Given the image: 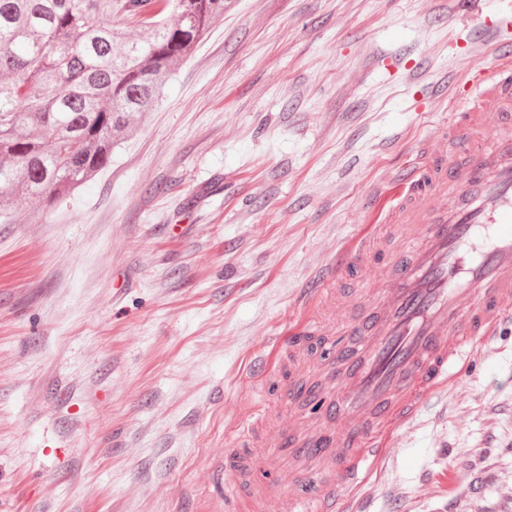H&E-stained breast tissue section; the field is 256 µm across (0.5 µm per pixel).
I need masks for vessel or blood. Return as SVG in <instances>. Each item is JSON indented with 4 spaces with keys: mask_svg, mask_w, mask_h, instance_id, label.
I'll list each match as a JSON object with an SVG mask.
<instances>
[{
    "mask_svg": "<svg viewBox=\"0 0 512 512\" xmlns=\"http://www.w3.org/2000/svg\"><path fill=\"white\" fill-rule=\"evenodd\" d=\"M477 33L496 63L460 84L440 145L417 147L366 194L359 225L298 291L304 320L269 337L241 374L247 434L262 436L260 453L274 460L289 434L257 388L271 372L265 354L301 357L307 339L327 334V308L351 270H362L373 297L349 333L366 353L332 349L350 373L322 402L336 422L335 452L320 449L318 426L302 427L294 463L280 473L288 491L256 486L239 512H341L346 494L385 467L433 401L468 382L512 321V14L483 17Z\"/></svg>",
    "mask_w": 512,
    "mask_h": 512,
    "instance_id": "obj_1",
    "label": "vessel or blood"
}]
</instances>
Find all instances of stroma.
<instances>
[{
  "label": "stroma",
  "instance_id": "stroma-1",
  "mask_svg": "<svg viewBox=\"0 0 512 512\" xmlns=\"http://www.w3.org/2000/svg\"><path fill=\"white\" fill-rule=\"evenodd\" d=\"M457 0H227L112 163L0 224V512H230L240 373L435 142L468 70ZM512 512V324L353 498Z\"/></svg>",
  "mask_w": 512,
  "mask_h": 512
}]
</instances>
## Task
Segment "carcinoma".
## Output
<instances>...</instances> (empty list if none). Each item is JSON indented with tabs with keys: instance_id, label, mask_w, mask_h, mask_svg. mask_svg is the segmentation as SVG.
Returning a JSON list of instances; mask_svg holds the SVG:
<instances>
[{
	"instance_id": "obj_1",
	"label": "carcinoma",
	"mask_w": 512,
	"mask_h": 512,
	"mask_svg": "<svg viewBox=\"0 0 512 512\" xmlns=\"http://www.w3.org/2000/svg\"><path fill=\"white\" fill-rule=\"evenodd\" d=\"M226 0H0V218L110 166Z\"/></svg>"
}]
</instances>
